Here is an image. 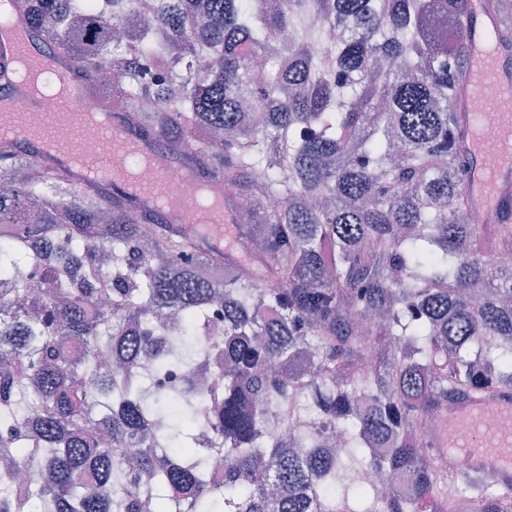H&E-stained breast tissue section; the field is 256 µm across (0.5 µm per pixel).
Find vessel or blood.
Wrapping results in <instances>:
<instances>
[{
  "instance_id": "obj_1",
  "label": "vessel or blood",
  "mask_w": 512,
  "mask_h": 512,
  "mask_svg": "<svg viewBox=\"0 0 512 512\" xmlns=\"http://www.w3.org/2000/svg\"><path fill=\"white\" fill-rule=\"evenodd\" d=\"M497 25L496 15L487 10L484 0H471L462 29L468 65L457 121L468 162L466 191L472 207L506 212L512 210V51L487 43V30ZM23 55L35 64L44 58L53 60L52 78L67 86L68 95L58 111L46 112L17 79L0 81V127H9L16 154L33 161L51 159L74 186L92 183L106 192L115 188L133 191L138 203L151 210L160 223L207 229L210 243L223 246L224 227L234 223L235 217L225 204H204L190 197V187L198 180L191 169L175 168L170 157L160 151L156 166L128 177L123 167L100 156L98 141L111 138L119 152L136 147L149 150L152 141L127 128L120 113L106 102L99 103L98 109L108 113V125L100 130L87 128L82 116L90 92L84 74L41 37L0 38V69L15 70ZM488 125L497 130L491 145L482 134ZM176 170L182 179L173 184L169 175ZM456 409L454 432L459 451L470 457L475 469L491 473L495 482L512 484V390L462 401Z\"/></svg>"
}]
</instances>
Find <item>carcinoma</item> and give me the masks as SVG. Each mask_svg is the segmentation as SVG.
Listing matches in <instances>:
<instances>
[{"label": "carcinoma", "instance_id": "cac0c4a2", "mask_svg": "<svg viewBox=\"0 0 512 512\" xmlns=\"http://www.w3.org/2000/svg\"><path fill=\"white\" fill-rule=\"evenodd\" d=\"M13 2L248 208L214 256L0 146V455L32 468L0 512H512L434 452L449 404L512 389V221L470 222L458 144L468 0Z\"/></svg>", "mask_w": 512, "mask_h": 512}]
</instances>
